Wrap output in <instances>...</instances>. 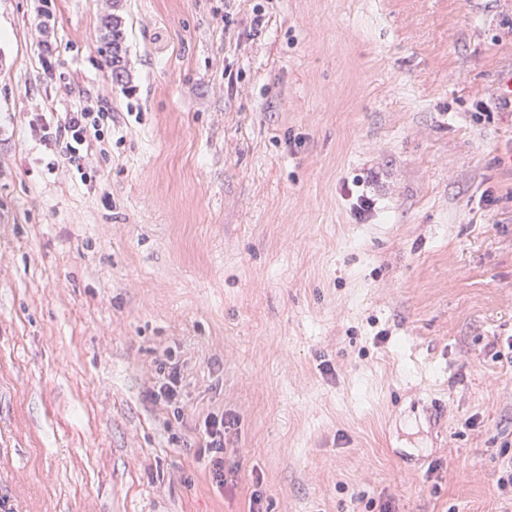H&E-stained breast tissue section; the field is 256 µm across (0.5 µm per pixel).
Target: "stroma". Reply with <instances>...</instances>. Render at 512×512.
<instances>
[{
  "label": "stroma",
  "instance_id": "1",
  "mask_svg": "<svg viewBox=\"0 0 512 512\" xmlns=\"http://www.w3.org/2000/svg\"><path fill=\"white\" fill-rule=\"evenodd\" d=\"M55 6L60 81L0 0L5 512H512V0ZM102 25L106 30L105 37L108 38L114 52L112 53L109 63L111 67H121L119 64L121 62L120 56L118 55L119 44H121L123 40V32L121 29V22L119 19L114 16L111 12H106L102 16ZM83 104L64 112L61 117L54 119L53 112L50 120L41 118L39 132L45 147L53 152L62 153L68 164L77 170L83 168L89 148L95 142H104L103 127L105 122L112 126V112L107 104L94 99L85 93ZM84 153H86L84 155ZM229 425V426H227ZM231 421L224 420V415H208L204 420V429L199 437V456L207 458L210 471L218 486H224V429Z\"/></svg>",
  "mask_w": 512,
  "mask_h": 512
}]
</instances>
